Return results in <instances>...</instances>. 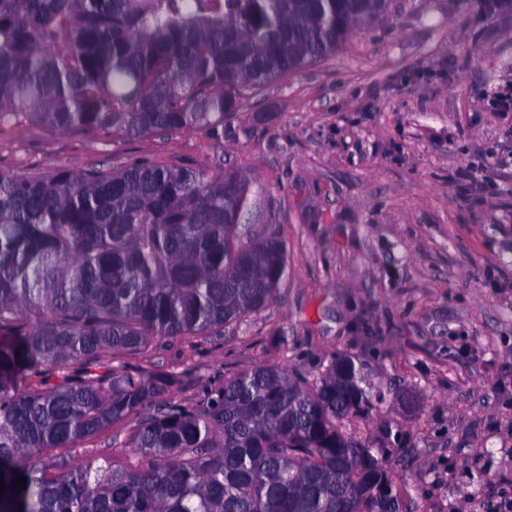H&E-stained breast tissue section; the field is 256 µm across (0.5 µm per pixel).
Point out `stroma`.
Masks as SVG:
<instances>
[{
  "mask_svg": "<svg viewBox=\"0 0 512 512\" xmlns=\"http://www.w3.org/2000/svg\"><path fill=\"white\" fill-rule=\"evenodd\" d=\"M389 0L333 55L243 101L224 132L0 136V167L48 173L141 157L222 164L284 239L277 299L206 342L154 343L172 398L266 362L315 375L366 366L378 399L351 430L385 451L417 512H512V10Z\"/></svg>",
  "mask_w": 512,
  "mask_h": 512,
  "instance_id": "obj_1",
  "label": "stroma"
}]
</instances>
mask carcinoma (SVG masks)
<instances>
[{"label": "carcinoma", "mask_w": 512, "mask_h": 512, "mask_svg": "<svg viewBox=\"0 0 512 512\" xmlns=\"http://www.w3.org/2000/svg\"><path fill=\"white\" fill-rule=\"evenodd\" d=\"M386 0H0V131L216 135L252 90L333 54ZM240 173L142 159L0 167V512H414L346 431L372 406L350 356L268 364L198 403L130 366L265 308L288 248L249 227ZM112 438V462L90 443ZM26 478V489L15 479Z\"/></svg>", "instance_id": "1"}]
</instances>
